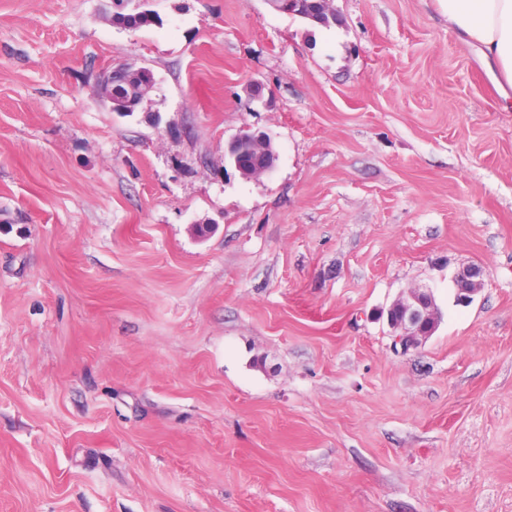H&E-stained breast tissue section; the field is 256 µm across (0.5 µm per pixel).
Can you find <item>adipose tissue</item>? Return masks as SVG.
Instances as JSON below:
<instances>
[{
    "mask_svg": "<svg viewBox=\"0 0 512 512\" xmlns=\"http://www.w3.org/2000/svg\"><path fill=\"white\" fill-rule=\"evenodd\" d=\"M448 27L478 48L506 107L512 108V0H439Z\"/></svg>",
    "mask_w": 512,
    "mask_h": 512,
    "instance_id": "1",
    "label": "adipose tissue"
}]
</instances>
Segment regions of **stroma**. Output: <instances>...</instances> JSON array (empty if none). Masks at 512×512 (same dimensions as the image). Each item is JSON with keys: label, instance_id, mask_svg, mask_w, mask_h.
<instances>
[{"label": "stroma", "instance_id": "stroma-1", "mask_svg": "<svg viewBox=\"0 0 512 512\" xmlns=\"http://www.w3.org/2000/svg\"><path fill=\"white\" fill-rule=\"evenodd\" d=\"M334 6L0 0V512H512V112L437 0ZM116 3L121 10H125L113 15L112 22L116 25L135 29L160 22L158 13L151 8L145 11H131L123 6L122 0H116ZM296 3L291 4L289 7L294 8V13L292 14L295 17H298L302 21L314 26L318 25L322 28H331L336 24H340L341 22L336 19L339 18L338 13L335 15H327L322 14L319 17H316V14L319 12V5L322 7L323 12L328 14L335 13L336 10L332 6V0H318V4L315 0H294ZM121 66L106 67L100 74L98 79L99 95L110 103L112 112H125L124 105L126 98L131 103L135 102L137 96V83L134 80L129 81V87L126 88L125 94L122 86L128 82L125 73L120 70ZM248 138L244 133L236 135L230 140L224 154L227 160L243 177L251 178L271 172L276 160V153L272 149L271 139L260 131H248ZM246 146L239 149V142ZM247 152L252 157L250 168L246 171L238 161L239 154ZM483 271L474 265L463 266L453 276L457 299L466 302L483 285ZM407 303L404 311L396 309L393 312L395 317L402 318L396 320H388L389 326L396 333L395 341L404 349L417 348L429 336H425L420 332V319L422 315L426 317V313L433 307L434 300L430 293L421 291L420 289H411L408 298L404 299Z\"/></svg>", "mask_w": 512, "mask_h": 512}]
</instances>
